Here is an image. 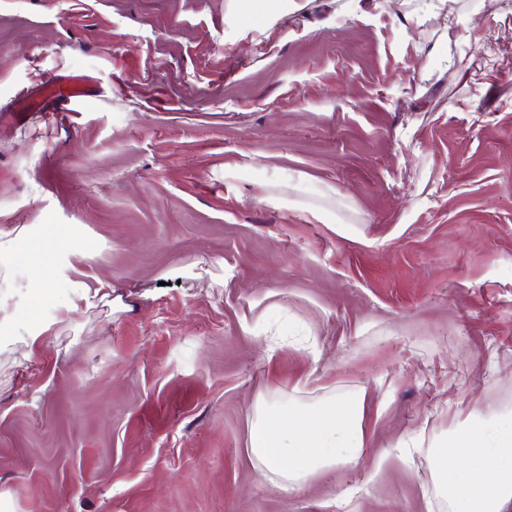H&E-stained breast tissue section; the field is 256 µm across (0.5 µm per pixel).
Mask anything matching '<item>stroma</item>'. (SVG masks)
I'll return each instance as SVG.
<instances>
[{
	"label": "stroma",
	"instance_id": "1",
	"mask_svg": "<svg viewBox=\"0 0 512 512\" xmlns=\"http://www.w3.org/2000/svg\"><path fill=\"white\" fill-rule=\"evenodd\" d=\"M0 231V512H449L401 446L512 414V0H0ZM359 394L275 488L258 404ZM97 87L92 78L69 73L58 80L53 89L41 97L40 105L54 112H67V105L72 102L86 101L95 96Z\"/></svg>",
	"mask_w": 512,
	"mask_h": 512
}]
</instances>
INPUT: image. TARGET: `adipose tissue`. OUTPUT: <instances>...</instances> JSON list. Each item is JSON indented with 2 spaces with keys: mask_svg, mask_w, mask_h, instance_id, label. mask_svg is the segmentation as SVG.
Instances as JSON below:
<instances>
[{
  "mask_svg": "<svg viewBox=\"0 0 512 512\" xmlns=\"http://www.w3.org/2000/svg\"><path fill=\"white\" fill-rule=\"evenodd\" d=\"M365 397L334 398L296 411L258 407L249 449L281 482H303L364 454ZM441 497L455 512H504L512 503V416L471 417L429 448Z\"/></svg>",
  "mask_w": 512,
  "mask_h": 512,
  "instance_id": "ef3b65f1",
  "label": "adipose tissue"
}]
</instances>
